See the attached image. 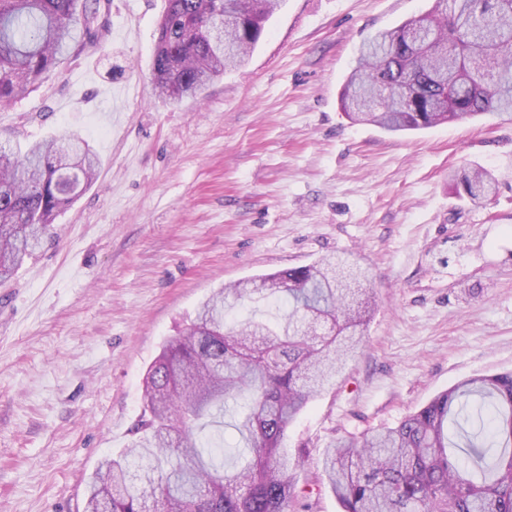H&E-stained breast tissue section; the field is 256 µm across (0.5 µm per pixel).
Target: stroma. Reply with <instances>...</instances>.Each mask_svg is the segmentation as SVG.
Listing matches in <instances>:
<instances>
[{
	"label": "stroma",
	"instance_id": "35a3bbf8",
	"mask_svg": "<svg viewBox=\"0 0 512 512\" xmlns=\"http://www.w3.org/2000/svg\"><path fill=\"white\" fill-rule=\"evenodd\" d=\"M166 5L111 0L101 48L0 105L1 143L75 131L101 160L0 282V512H83L146 371L202 301L348 253L377 302L364 347L284 442L307 456L288 512H341L319 468L331 443L512 371V119L392 136L344 115L363 41L431 0H283L244 66L173 104L152 76ZM464 166L496 173L493 204L455 195Z\"/></svg>",
	"mask_w": 512,
	"mask_h": 512
}]
</instances>
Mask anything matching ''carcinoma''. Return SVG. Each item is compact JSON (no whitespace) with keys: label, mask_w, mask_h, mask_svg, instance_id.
Listing matches in <instances>:
<instances>
[{"label":"carcinoma","mask_w":512,"mask_h":512,"mask_svg":"<svg viewBox=\"0 0 512 512\" xmlns=\"http://www.w3.org/2000/svg\"><path fill=\"white\" fill-rule=\"evenodd\" d=\"M157 24L155 90L196 97L244 64L281 0H167ZM110 0H0V104L26 97L74 47L101 43ZM341 105L390 133L512 111V0H433L424 14L360 47ZM74 133L25 151L0 146V282L40 247L58 212L98 174ZM473 204L496 187L484 168L449 175ZM347 256L263 274L219 289L170 339L144 380V411L129 445L87 482L86 512H288L303 456L288 427L359 349L373 301ZM257 304L227 320L241 300ZM464 463L449 427L465 431ZM243 445L230 454L224 418ZM327 487L342 512H512V371L479 375L372 435L325 449Z\"/></svg>","instance_id":"cac0c4a2"}]
</instances>
